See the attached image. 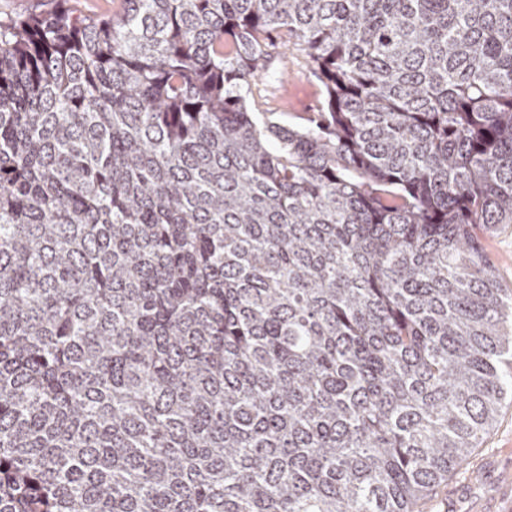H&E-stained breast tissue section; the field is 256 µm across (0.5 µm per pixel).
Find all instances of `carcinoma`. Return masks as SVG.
I'll return each instance as SVG.
<instances>
[{"label": "carcinoma", "instance_id": "1", "mask_svg": "<svg viewBox=\"0 0 512 512\" xmlns=\"http://www.w3.org/2000/svg\"><path fill=\"white\" fill-rule=\"evenodd\" d=\"M121 2L0 19V512H419L512 400V0ZM113 0H68L67 7L81 15L111 16L119 7V2ZM277 75L282 78L284 88L267 79L265 95L268 104L262 106L263 112H274L269 115L271 119L283 125L305 123L310 113L323 101L319 81L291 50L283 58ZM481 240L501 284L512 288V224H499L494 233L484 235Z\"/></svg>", "mask_w": 512, "mask_h": 512}]
</instances>
